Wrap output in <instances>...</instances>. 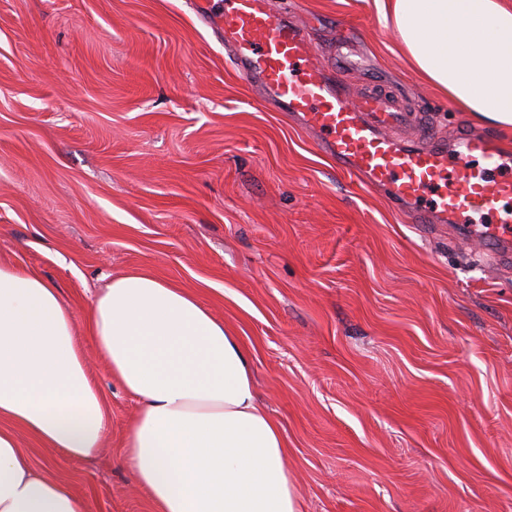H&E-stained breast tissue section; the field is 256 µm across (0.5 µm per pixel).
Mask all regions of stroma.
<instances>
[{"label":"stroma","mask_w":512,"mask_h":512,"mask_svg":"<svg viewBox=\"0 0 512 512\" xmlns=\"http://www.w3.org/2000/svg\"><path fill=\"white\" fill-rule=\"evenodd\" d=\"M333 62L444 131L468 113L410 66L375 0H271ZM223 0H0V261L55 284L109 412L74 461L23 437L86 512H157L123 441L136 400L84 331L110 278L193 293L248 350L300 512H512V269L403 223L225 59Z\"/></svg>","instance_id":"stroma-1"}]
</instances>
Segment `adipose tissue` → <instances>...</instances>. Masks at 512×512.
Instances as JSON below:
<instances>
[{
  "label": "adipose tissue",
  "mask_w": 512,
  "mask_h": 512,
  "mask_svg": "<svg viewBox=\"0 0 512 512\" xmlns=\"http://www.w3.org/2000/svg\"><path fill=\"white\" fill-rule=\"evenodd\" d=\"M377 5L421 76L476 122L512 129V0ZM86 329L139 404L126 460L159 512H299L249 355L191 293L147 272L113 277ZM75 336L57 286L0 264V512H85L19 440L28 433L74 459L102 448L106 408Z\"/></svg>",
  "instance_id": "obj_1"
}]
</instances>
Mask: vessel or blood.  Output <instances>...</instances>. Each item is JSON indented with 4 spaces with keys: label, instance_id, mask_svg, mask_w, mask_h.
I'll return each mask as SVG.
<instances>
[{
    "label": "vessel or blood",
    "instance_id": "vessel-or-blood-1",
    "mask_svg": "<svg viewBox=\"0 0 512 512\" xmlns=\"http://www.w3.org/2000/svg\"><path fill=\"white\" fill-rule=\"evenodd\" d=\"M303 26L272 11L270 0H224V49L233 66L257 81L281 111L318 133L338 168L365 187L385 188L410 224H459L483 251L512 253V178H498L507 156L489 134L457 127L436 132L426 113L406 107L394 90L344 92L347 59L312 62ZM497 211L492 224L475 213Z\"/></svg>",
    "mask_w": 512,
    "mask_h": 512
}]
</instances>
